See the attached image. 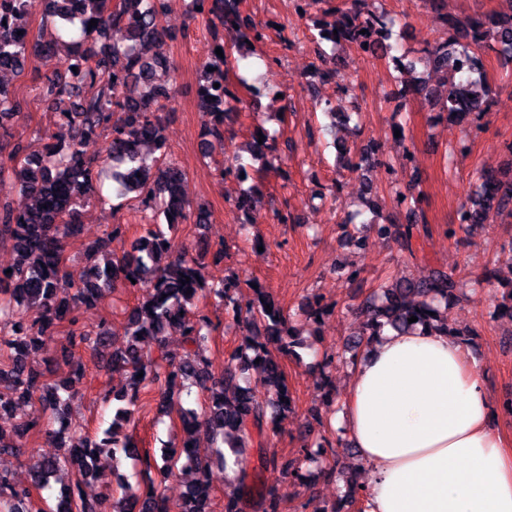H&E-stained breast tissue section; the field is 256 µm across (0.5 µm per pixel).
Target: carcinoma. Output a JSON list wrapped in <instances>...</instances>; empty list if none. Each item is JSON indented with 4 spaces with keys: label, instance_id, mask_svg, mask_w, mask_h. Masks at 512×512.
<instances>
[{
    "label": "carcinoma",
    "instance_id": "obj_1",
    "mask_svg": "<svg viewBox=\"0 0 512 512\" xmlns=\"http://www.w3.org/2000/svg\"><path fill=\"white\" fill-rule=\"evenodd\" d=\"M192 3L206 16L210 28L233 35L229 42L218 43L223 56L216 57L200 76L198 102L207 117L203 126L207 145L209 137L224 140L225 121L240 103L229 72L244 56L248 35L243 29L250 21L241 16L239 0ZM165 9V0H0V73L19 75L30 67L38 73L40 68L32 63L47 66L60 50L67 54L66 69L44 72L38 90L39 101L69 132L68 140L62 142L46 134L38 154L28 152L21 138L8 144L0 140V179L10 178L27 200L21 209L0 203V239L12 241L17 254L9 266L11 273L0 267V327L5 331L0 338V357H7V362H0V419L13 421V435L20 439L31 431L50 434L49 428L40 429L37 422L18 416L19 410L33 401L42 405L49 419L67 424L74 392L51 379V367L37 371L28 364L31 352L46 348L51 329L64 328L68 346L60 350L61 358L72 356L74 349L98 357L106 347L108 329L81 327L82 310L106 290L143 292L141 302L126 312L127 344L112 351L110 359V366L126 375L120 390L103 396L106 401L121 403L112 423L100 439H88L62 457L43 459L29 486L14 484L1 472L0 512H211V467L217 464L236 473L238 483L244 484L247 474L239 469V450L251 444L263 447L268 434L276 432L293 410L287 379L270 348L297 358L299 350L311 345L302 339L299 329L287 325L283 308L263 288L253 290L250 296L244 294L233 275L225 276L218 288L209 286L201 276V257L176 247L152 225H146L144 234L120 257L110 253L112 240L122 234V225H114L92 248L98 258L88 279L70 292L58 288L64 276L66 242L77 235L84 207L93 199L106 201L97 193L104 176L112 182L113 197L136 206L150 221L161 215L172 229L190 216L196 224L209 221L210 213L203 206L190 212L185 173L165 153L161 114L170 109L174 89L155 82L156 71L170 67L163 52ZM37 12L42 23L33 34L29 20ZM92 19L97 25L90 28ZM446 22L448 40L426 43L419 62L405 64L397 56L392 60L395 67L406 70L409 91L422 103L438 109L450 121L462 122L483 111L481 54L486 43L494 41L500 52L512 58V17H449ZM394 24L395 19L386 12L370 9L368 0H348L333 22L317 29L313 38L335 47L350 45L366 55H387L392 49L388 40ZM153 45L158 52L146 55L143 49ZM320 58L322 65L314 71L320 81L342 79L338 68L327 66L334 57L322 53ZM426 70L441 75L443 95L429 87ZM22 114L21 102L0 84V127ZM101 131L110 134L104 157L86 158V141ZM473 180L475 191L458 209L456 224L445 230L450 237L472 224L512 219V175L479 169ZM394 195L397 208L406 211L407 225L400 236L402 246L411 253L414 229L427 220L417 207V197L399 188ZM459 285V275L450 270L419 281H401L383 288L380 295L367 297L359 305L364 321L360 338L349 346L351 356H356L366 338L384 327L400 331L414 327L408 322L412 316L418 318V324L470 345L473 332L448 320ZM478 289L491 299H501L497 310L512 320V287L499 296L487 277L478 283ZM211 297L217 298L247 333L246 341L219 376L212 373L207 358L212 322L191 311L197 302ZM171 335L183 337L188 345L182 354L167 349L166 337ZM147 339L157 345L158 357L143 353L141 343ZM255 369L261 370L266 386L262 398L241 385ZM179 379L206 394L201 411L183 406L174 391ZM150 386L159 389L163 414L176 415L184 432L181 453L164 450L159 460L140 452L133 435L126 432L135 420L141 392ZM202 432L229 445L230 451L218 449L211 459L194 455L192 446ZM342 448L341 439L330 448L306 444L301 465L287 463L285 470L300 481L301 467L319 463L320 471L332 477L341 468ZM97 454H110L115 463L123 454L140 465L135 483H122L121 495L112 501L89 497L84 491L86 484L101 478ZM179 466L193 479L174 503L165 495L163 483ZM68 467L74 471V479L61 487L56 509L37 506L34 492L49 487L50 480ZM362 504V489L350 483L325 512H354Z\"/></svg>",
    "mask_w": 512,
    "mask_h": 512
}]
</instances>
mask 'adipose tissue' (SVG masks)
Instances as JSON below:
<instances>
[{
	"label": "adipose tissue",
	"instance_id": "obj_1",
	"mask_svg": "<svg viewBox=\"0 0 512 512\" xmlns=\"http://www.w3.org/2000/svg\"><path fill=\"white\" fill-rule=\"evenodd\" d=\"M351 372L338 427L370 476L364 512H512V449L470 349L386 328Z\"/></svg>",
	"mask_w": 512,
	"mask_h": 512
}]
</instances>
